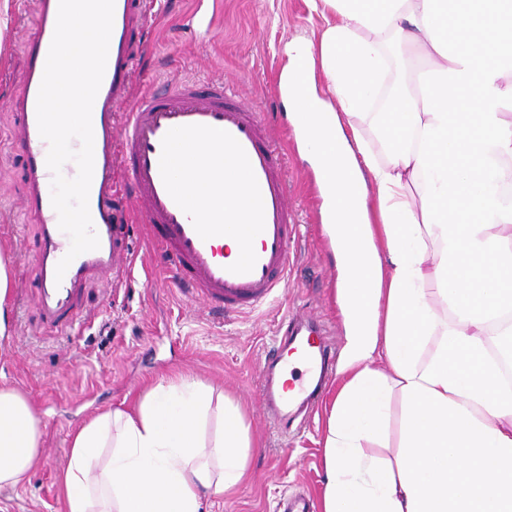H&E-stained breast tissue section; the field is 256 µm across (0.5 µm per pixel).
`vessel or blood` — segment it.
Returning a JSON list of instances; mask_svg holds the SVG:
<instances>
[{"mask_svg": "<svg viewBox=\"0 0 512 512\" xmlns=\"http://www.w3.org/2000/svg\"><path fill=\"white\" fill-rule=\"evenodd\" d=\"M140 0H114L113 27L102 83L92 108L94 169L89 211L97 249L78 255L64 276L56 268L70 248L51 202L53 175L48 142L39 132L37 98L54 36L59 0H34L35 32L28 40L21 92L8 108L11 139L23 160L24 209L41 228L37 305L44 323L73 327L79 296L95 280L130 270L125 225L112 205L117 167H125L137 215L169 263L177 288L217 314L240 313L277 298L287 282L297 212L289 194L283 154L271 142L270 123L257 104L244 101L222 80L179 78L130 99L138 38L145 29ZM244 175L240 201L224 197V167ZM235 238L236 255L224 254V237ZM311 319H289L279 348L265 358L273 372L285 348L315 334ZM309 376L326 378L332 368L327 340L307 353ZM312 393H268L267 406L287 423V406L306 409Z\"/></svg>", "mask_w": 512, "mask_h": 512, "instance_id": "b4317fda", "label": "vessel or blood"}]
</instances>
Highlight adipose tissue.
Instances as JSON below:
<instances>
[{"instance_id":"1","label":"adipose tissue","mask_w":512,"mask_h":512,"mask_svg":"<svg viewBox=\"0 0 512 512\" xmlns=\"http://www.w3.org/2000/svg\"><path fill=\"white\" fill-rule=\"evenodd\" d=\"M309 5L324 25L285 43L279 85L325 197L348 330L322 512H512V384L491 354L512 335V0ZM393 42L421 60L413 90L393 79ZM396 397L397 451L372 453ZM42 445L34 407L0 387V488L26 482ZM251 450L224 394L158 380L72 433L65 512H201Z\"/></svg>"}]
</instances>
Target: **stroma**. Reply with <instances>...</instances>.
Returning a JSON list of instances; mask_svg holds the SVG:
<instances>
[{"mask_svg": "<svg viewBox=\"0 0 512 512\" xmlns=\"http://www.w3.org/2000/svg\"><path fill=\"white\" fill-rule=\"evenodd\" d=\"M193 0H146L152 17L132 79L133 95L177 77L221 79L240 96L271 111V132L287 149L291 196L300 221L284 296L219 320L207 305L169 281L143 225L128 209L126 182L113 200L131 225L134 275L86 286L78 326L47 329L36 305L41 240L24 213L23 168L11 145L13 116L5 108L21 89L24 49L34 30L33 0H9L0 13V254L12 265L9 335L0 339V386L20 390L38 411L44 448L28 483L0 489V512H64L59 475L71 432L93 416L136 406L147 383L195 380L222 389L239 404L254 445L249 476L234 494L206 501L202 512H283L286 498L319 497L324 480L323 426L327 391L303 423L278 429L263 409L265 350L288 312L311 314L326 327L335 354L347 340L337 301L333 250L319 220L323 199L302 160L278 86L282 48L303 30L320 26L307 0H221L216 31L188 37L180 28Z\"/></svg>", "mask_w": 512, "mask_h": 512, "instance_id": "stroma-1", "label": "stroma"}]
</instances>
